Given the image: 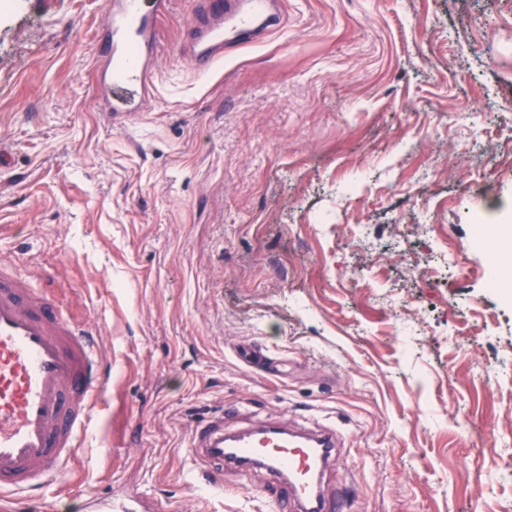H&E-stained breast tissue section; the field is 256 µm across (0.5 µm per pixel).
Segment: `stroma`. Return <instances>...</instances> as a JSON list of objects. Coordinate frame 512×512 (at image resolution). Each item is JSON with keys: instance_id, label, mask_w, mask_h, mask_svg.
<instances>
[{"instance_id": "stroma-1", "label": "stroma", "mask_w": 512, "mask_h": 512, "mask_svg": "<svg viewBox=\"0 0 512 512\" xmlns=\"http://www.w3.org/2000/svg\"><path fill=\"white\" fill-rule=\"evenodd\" d=\"M106 0H0V259L97 333L67 471L13 512H272L191 428L325 418L343 512H512V0H283L202 77L172 0L146 108L94 93ZM461 264L437 270L442 238Z\"/></svg>"}]
</instances>
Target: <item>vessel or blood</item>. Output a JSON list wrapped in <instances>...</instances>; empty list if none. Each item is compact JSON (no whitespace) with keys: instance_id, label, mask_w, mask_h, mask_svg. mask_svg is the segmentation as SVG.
Returning <instances> with one entry per match:
<instances>
[{"instance_id":"obj_1","label":"vessel or blood","mask_w":512,"mask_h":512,"mask_svg":"<svg viewBox=\"0 0 512 512\" xmlns=\"http://www.w3.org/2000/svg\"><path fill=\"white\" fill-rule=\"evenodd\" d=\"M170 0H108L99 41L105 53L96 93L111 114L137 112L154 91L158 24ZM274 0H198L178 51L198 75L226 51L260 43L277 25ZM104 383L89 327L66 320L14 263L0 262V494L24 496L55 482L71 463ZM341 436L333 427L278 423L225 432L195 429L211 485L225 467L262 468L275 481L264 495L273 512H335L321 478Z\"/></svg>"}]
</instances>
